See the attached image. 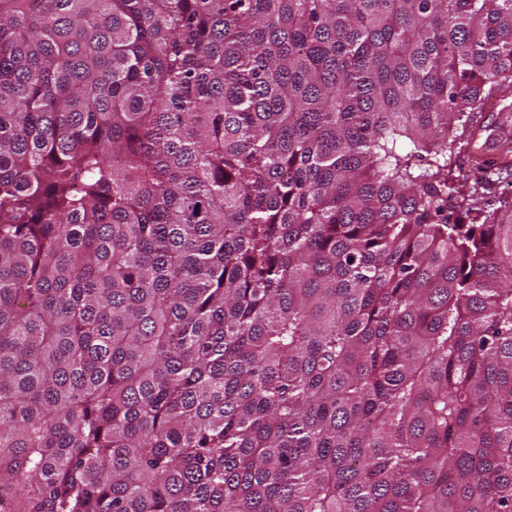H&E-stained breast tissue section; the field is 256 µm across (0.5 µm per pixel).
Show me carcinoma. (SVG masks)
<instances>
[{
    "mask_svg": "<svg viewBox=\"0 0 512 512\" xmlns=\"http://www.w3.org/2000/svg\"><path fill=\"white\" fill-rule=\"evenodd\" d=\"M494 108L512 0H0V512H512Z\"/></svg>",
    "mask_w": 512,
    "mask_h": 512,
    "instance_id": "obj_1",
    "label": "carcinoma"
}]
</instances>
